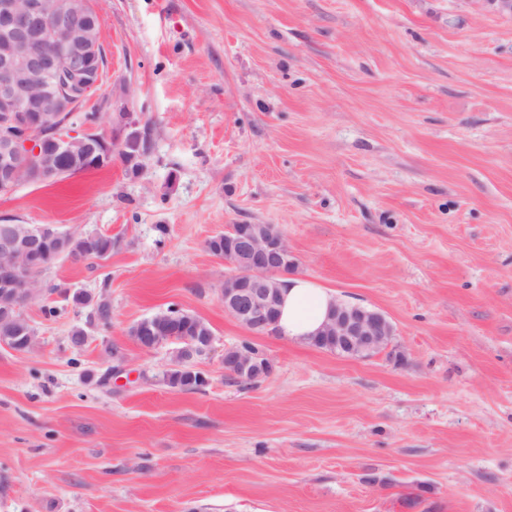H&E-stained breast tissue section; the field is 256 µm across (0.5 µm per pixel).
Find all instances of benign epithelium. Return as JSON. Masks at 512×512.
<instances>
[{
    "label": "benign epithelium",
    "mask_w": 512,
    "mask_h": 512,
    "mask_svg": "<svg viewBox=\"0 0 512 512\" xmlns=\"http://www.w3.org/2000/svg\"><path fill=\"white\" fill-rule=\"evenodd\" d=\"M99 10L94 0H0V190L22 183L50 184L78 163L91 169L109 163L116 147L140 148L143 131L125 99L102 97L106 121L79 117L101 84ZM231 271L224 275V312L254 335H269L281 304L280 278L297 265L284 235L271 224H233L225 230ZM66 253V234L55 224H33L19 236L0 227V299L6 308L32 300L34 273L48 252ZM138 343L154 351L180 335L173 326ZM394 327L380 311L339 302L313 343L336 342L362 357L388 347ZM214 344L186 350L184 361L208 357ZM273 363L224 347V372L237 381L255 382L273 372Z\"/></svg>",
    "instance_id": "7a95c632"
}]
</instances>
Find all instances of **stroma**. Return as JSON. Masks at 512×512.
Returning <instances> with one entry per match:
<instances>
[{"instance_id": "1", "label": "stroma", "mask_w": 512, "mask_h": 512, "mask_svg": "<svg viewBox=\"0 0 512 512\" xmlns=\"http://www.w3.org/2000/svg\"><path fill=\"white\" fill-rule=\"evenodd\" d=\"M102 93L152 148L0 194V224L111 236L59 259L0 345V512H512V18L472 0H99ZM232 224L395 329L350 358L225 314ZM112 301V324L69 307ZM206 320L208 384L173 391L134 322ZM62 308L45 317L43 306ZM85 327L74 346L70 331ZM273 361L248 384L224 349ZM115 347L125 369L112 374ZM77 292H80L81 295L75 298ZM71 299L75 309L86 310L88 312L87 317L90 323L96 322L97 325L103 327H108L112 324V314L105 309L96 308V298L92 294L85 291H75ZM75 302H79L81 305H76Z\"/></svg>"}]
</instances>
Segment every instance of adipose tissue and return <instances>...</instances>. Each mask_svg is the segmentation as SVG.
I'll return each instance as SVG.
<instances>
[{
	"instance_id": "ef3b65f1",
	"label": "adipose tissue",
	"mask_w": 512,
	"mask_h": 512,
	"mask_svg": "<svg viewBox=\"0 0 512 512\" xmlns=\"http://www.w3.org/2000/svg\"><path fill=\"white\" fill-rule=\"evenodd\" d=\"M336 302L327 288L308 277L285 278L283 305L277 323L279 335L295 342L309 341Z\"/></svg>"
}]
</instances>
